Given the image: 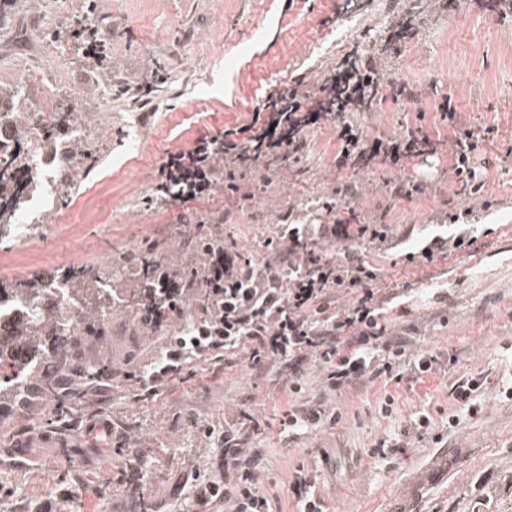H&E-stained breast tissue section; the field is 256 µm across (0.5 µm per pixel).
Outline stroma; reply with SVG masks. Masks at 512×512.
Instances as JSON below:
<instances>
[{
  "label": "stroma",
  "instance_id": "35a3bbf8",
  "mask_svg": "<svg viewBox=\"0 0 512 512\" xmlns=\"http://www.w3.org/2000/svg\"><path fill=\"white\" fill-rule=\"evenodd\" d=\"M0 14V86L23 82L29 110L53 95L61 110L91 112L103 160L49 224L26 246L0 241V282L41 281L86 263L108 268L113 254L164 240L171 264L186 250L164 239L166 224L188 221L259 256L280 224H322L325 203L355 181L357 222L388 225L380 248L339 243L327 253L365 259L376 268L386 341L405 351L401 378L380 377L326 392L318 359L296 371L273 365L254 372L242 353L200 362L191 376L149 395L125 378L130 364L159 352L155 336L114 309L108 333L77 335L82 360L110 362L115 375L94 384L76 410L56 416L48 399L20 411L0 400V500L12 512H137L124 463L127 449L149 466L139 489L154 512H195L185 478L206 476L224 454V431L240 429L262 450V490L272 512H298L289 485L303 471L326 512H512V0H5ZM90 17L112 65L95 72L66 31ZM375 55L385 78L407 84L414 99L387 98L345 118L364 139L419 132L430 156L389 167L362 156L337 170L339 130L329 123L306 135L289 165L247 170L238 196L154 202V177L167 152L189 148L206 131L250 122L265 98L293 79L315 87L352 49ZM455 101L460 121L496 138L475 159L484 186L457 193L448 181L453 131L437 109ZM423 180L425 192L390 199V181ZM468 212L471 246L412 260L427 238L455 234L443 223L449 201ZM236 209L224 223L225 209ZM436 364L418 373L412 361ZM477 378V413L453 398ZM300 392H292V383ZM324 403L333 422L297 436L282 434L289 403ZM108 414L112 442L85 426ZM429 419V430L419 428ZM44 449L30 466L7 452L33 433ZM388 451L377 454L378 442ZM73 463L60 474L62 454ZM53 480L44 493L40 478Z\"/></svg>",
  "mask_w": 512,
  "mask_h": 512
}]
</instances>
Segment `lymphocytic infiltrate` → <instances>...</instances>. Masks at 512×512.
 <instances>
[{
    "label": "lymphocytic infiltrate",
    "instance_id": "obj_1",
    "mask_svg": "<svg viewBox=\"0 0 512 512\" xmlns=\"http://www.w3.org/2000/svg\"><path fill=\"white\" fill-rule=\"evenodd\" d=\"M389 85L381 79L372 55L351 51L325 77L318 92L306 90L295 80L269 95L251 122L230 125L224 131L199 135L193 148L168 152L159 169L155 190L176 194L187 201L212 194L217 185L237 191L236 172L246 164L278 158L299 150L298 135L341 119L340 147L336 166L343 169L352 156L364 151L360 130L344 122V113L358 108L367 94L388 96ZM439 112L454 133L452 176L468 187L477 180L471 165L489 134L462 126L452 98L443 99ZM223 179H216V170ZM335 203L325 205L334 220L329 224H282L275 229L276 244L261 257H248L224 248L209 251L203 267L208 284L221 300L222 313L210 325H196L191 332L169 337L163 351L137 381L155 394L172 383L175 375L214 353L244 350L251 368L271 364L296 366L319 357L329 372L327 386L336 392L356 381L391 374L392 363H377L375 352L385 329L377 323V279L369 263L338 261L328 257L320 244L329 242L374 243L371 224H352L336 218ZM353 294L351 305L331 308L337 291ZM356 329V348L343 355L336 334ZM224 470L199 481V507H222L224 512H270V501L261 490L260 473L248 464L250 449L240 447L234 435L224 438Z\"/></svg>",
    "mask_w": 512,
    "mask_h": 512
}]
</instances>
